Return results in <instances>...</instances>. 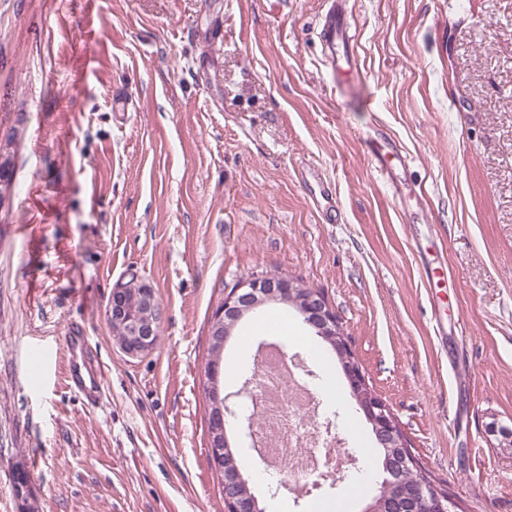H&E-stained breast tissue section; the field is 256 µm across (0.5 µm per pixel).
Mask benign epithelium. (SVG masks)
Segmentation results:
<instances>
[{"instance_id":"benign-epithelium-1","label":"benign epithelium","mask_w":512,"mask_h":512,"mask_svg":"<svg viewBox=\"0 0 512 512\" xmlns=\"http://www.w3.org/2000/svg\"><path fill=\"white\" fill-rule=\"evenodd\" d=\"M283 301L293 306L303 317L304 323L316 335L324 337L341 361L348 387L359 409L371 424L378 447L386 452L387 467L384 486L399 490L393 512H406L411 503L429 502L426 512H457L458 505L450 497H429L428 487L421 482L406 483L405 472L410 468L411 457L405 438L386 404L369 390L366 380L354 361L350 344L339 338L336 315L319 294L303 288L297 281L267 275L251 276L238 282L224 295L223 303L212 313L209 342L222 343L221 336L231 335L242 318L257 313L271 301ZM106 317L117 327L114 341L119 349L131 358L150 354L156 347L164 310L156 304L153 287L140 275L115 286L110 294ZM221 363L210 364V406L208 408L209 457L213 467L224 472L223 497L225 512H259L257 499L237 467L224 464V417L229 412L226 400L221 397L218 375Z\"/></svg>"}]
</instances>
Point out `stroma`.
<instances>
[{
  "label": "stroma",
  "mask_w": 512,
  "mask_h": 512,
  "mask_svg": "<svg viewBox=\"0 0 512 512\" xmlns=\"http://www.w3.org/2000/svg\"><path fill=\"white\" fill-rule=\"evenodd\" d=\"M337 0H0V135L15 195L0 209V512H224L208 456L209 319L240 280L301 277L336 313L409 449L463 512H512V0H344L365 80L323 40ZM124 87L130 105L112 101ZM406 157L393 193L366 146ZM154 287L160 339L125 356L105 316L129 272ZM448 326L437 336L433 312ZM87 337L103 389L66 382ZM226 346L231 408L267 339ZM44 344L51 372L33 360ZM313 385L342 452L374 445L344 376ZM229 439L263 512H307L363 480L286 489ZM267 473V482L258 474ZM65 341L68 349L76 355L69 370V386L82 394L88 403H94L100 395L103 376L99 369L88 367L84 362L85 336L73 330Z\"/></svg>",
  "instance_id": "35a3bbf8"
}]
</instances>
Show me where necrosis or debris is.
<instances>
[{
    "label": "necrosis or debris",
    "mask_w": 512,
    "mask_h": 512,
    "mask_svg": "<svg viewBox=\"0 0 512 512\" xmlns=\"http://www.w3.org/2000/svg\"><path fill=\"white\" fill-rule=\"evenodd\" d=\"M280 355V349H267L256 366L258 397L251 407L263 420L256 446L264 467L294 480L320 469L343 473L347 458L317 425L319 403L312 388L296 368L280 369Z\"/></svg>",
    "instance_id": "necrosis-or-debris-1"
}]
</instances>
